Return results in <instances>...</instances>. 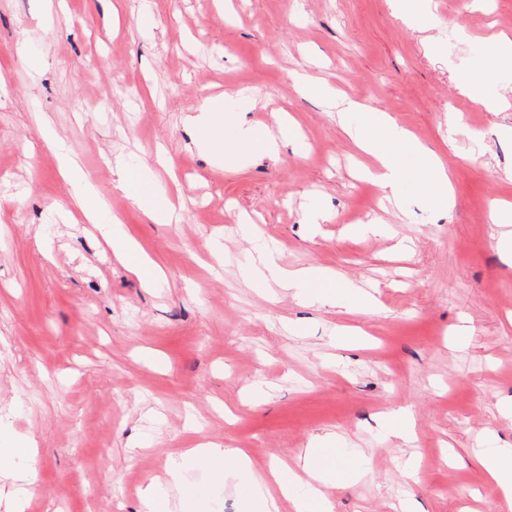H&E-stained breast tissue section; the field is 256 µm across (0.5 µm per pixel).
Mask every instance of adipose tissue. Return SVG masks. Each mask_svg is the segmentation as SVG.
<instances>
[{"label":"adipose tissue","instance_id":"1","mask_svg":"<svg viewBox=\"0 0 512 512\" xmlns=\"http://www.w3.org/2000/svg\"><path fill=\"white\" fill-rule=\"evenodd\" d=\"M223 120L222 109L210 105L199 115L188 117L187 122L194 127L211 128L212 136L206 147L216 157L225 160L227 167L237 168L244 164L243 151L251 146L253 132L249 126H241L239 136L240 149L234 154L224 152V139L220 124ZM354 141L366 154L376 161V168L369 174L381 188L391 189L402 178L403 171L394 161L399 152L422 153L420 143L399 131L391 118L376 120L366 118L356 130ZM61 170L64 176L77 185L78 190L72 197V203L79 208L84 216L98 224L102 231H109L111 221L105 213L104 204L97 191L84 179L81 170L71 161L68 155L60 157ZM203 464L221 472H243L250 466L247 454L239 448H223L214 444H205L189 449L185 455L172 461L167 475V487L151 486L142 495L144 512H167L168 487L181 489L179 501L181 508H188L190 491L184 490L182 475L193 465ZM329 478L328 472L322 467L314 449H307L303 456L290 465L280 462L269 466L267 472L255 475V503L259 512H278L277 495L294 498L297 512H308L311 502L322 499V486Z\"/></svg>","mask_w":512,"mask_h":512}]
</instances>
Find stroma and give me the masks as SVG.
Segmentation results:
<instances>
[{"label":"stroma","instance_id":"1","mask_svg":"<svg viewBox=\"0 0 512 512\" xmlns=\"http://www.w3.org/2000/svg\"><path fill=\"white\" fill-rule=\"evenodd\" d=\"M431 2L421 31L389 0H0V448L36 444L25 512H139L169 459L206 442L258 473L319 449L325 512H512L477 462L512 448V228L491 215L512 201V108L459 90L480 62L499 70L486 95L512 99L494 49L512 0ZM299 74L394 117L446 163L453 204L407 179L401 210L371 207L349 135L362 113L338 122ZM217 97L225 146L246 124L278 156L256 146L227 169L197 147L184 117ZM46 127L162 268L154 285L68 208ZM116 157L168 195L170 223L114 188ZM269 252L336 281L250 276ZM360 289L378 311L351 310ZM402 408L410 443L385 421ZM183 480L210 512L254 494L246 474Z\"/></svg>","mask_w":512,"mask_h":512}]
</instances>
